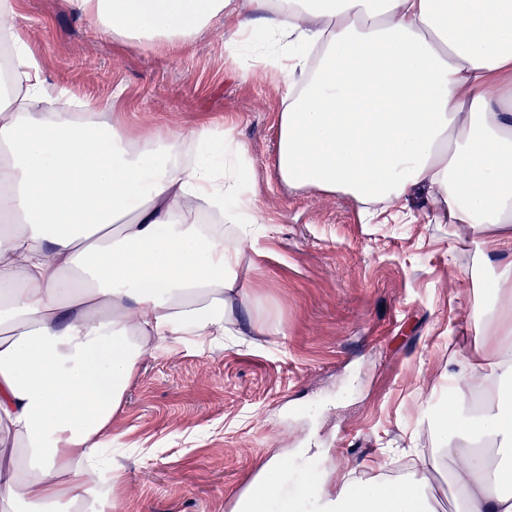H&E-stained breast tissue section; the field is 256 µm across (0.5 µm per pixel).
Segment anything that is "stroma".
<instances>
[{
  "label": "stroma",
  "mask_w": 512,
  "mask_h": 512,
  "mask_svg": "<svg viewBox=\"0 0 512 512\" xmlns=\"http://www.w3.org/2000/svg\"><path fill=\"white\" fill-rule=\"evenodd\" d=\"M9 2L48 83L100 106V126L233 129L269 222L247 257L243 319L270 334L146 351L112 420V459L126 472L116 512H241L273 456L299 455L292 486L418 470L440 444L428 419L448 367L491 319L493 270L472 229L429 222L421 191L409 200L416 223L369 224L349 196L281 182L285 77L225 57L229 29L173 52L103 36L62 0Z\"/></svg>",
  "instance_id": "35a3bbf8"
}]
</instances>
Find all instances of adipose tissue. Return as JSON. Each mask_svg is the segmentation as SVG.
Here are the masks:
<instances>
[{
	"label": "adipose tissue",
	"instance_id": "1",
	"mask_svg": "<svg viewBox=\"0 0 512 512\" xmlns=\"http://www.w3.org/2000/svg\"><path fill=\"white\" fill-rule=\"evenodd\" d=\"M112 38L175 47L233 20L226 56L285 74L278 175L294 189L391 204L414 223L418 189L431 221L469 226L482 260L512 243V0H65ZM11 83L0 97V424L21 458L0 491L21 512H113L89 503L86 464L112 438L149 347L231 333L252 302L242 257L260 224L245 152L208 127L100 131L65 95L42 109L46 79L8 0ZM496 321L475 330L448 401L432 414L436 455L462 512H512V261L493 279ZM480 413L461 404L474 386ZM278 457L251 486L249 512H435L426 480L303 481L280 498Z\"/></svg>",
	"mask_w": 512,
	"mask_h": 512
}]
</instances>
